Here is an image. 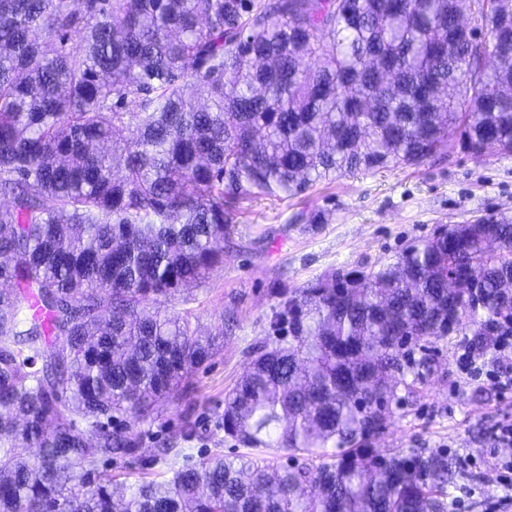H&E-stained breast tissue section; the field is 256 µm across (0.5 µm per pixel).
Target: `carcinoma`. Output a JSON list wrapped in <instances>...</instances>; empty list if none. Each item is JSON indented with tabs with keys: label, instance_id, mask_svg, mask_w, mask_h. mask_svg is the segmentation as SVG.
Segmentation results:
<instances>
[{
	"label": "carcinoma",
	"instance_id": "1",
	"mask_svg": "<svg viewBox=\"0 0 512 512\" xmlns=\"http://www.w3.org/2000/svg\"><path fill=\"white\" fill-rule=\"evenodd\" d=\"M454 141L512 153V0H0V512H448L447 450L369 439L431 340L512 330L506 215L277 291L287 336L224 398L247 452L161 448L117 501L98 463L211 359L224 327L165 304L224 266L242 203Z\"/></svg>",
	"mask_w": 512,
	"mask_h": 512
}]
</instances>
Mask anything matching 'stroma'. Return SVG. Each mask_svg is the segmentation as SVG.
I'll list each match as a JSON object with an SVG mask.
<instances>
[{
	"mask_svg": "<svg viewBox=\"0 0 512 512\" xmlns=\"http://www.w3.org/2000/svg\"><path fill=\"white\" fill-rule=\"evenodd\" d=\"M316 214L325 223H310ZM490 214L512 216V155L477 157L457 144L417 166L345 174L299 197L244 204L224 244L223 268L167 303L169 312H192L202 333L223 326V340L192 376L187 396L158 407L136 455L116 466L100 462V470L112 473L120 488L156 478L155 448L188 422L199 433L184 445L193 458L238 452L218 428L224 397L249 368L254 350L276 339L270 319L277 289L303 288L335 272L382 269L436 229ZM462 342L459 335L437 342L436 370L419 396L387 417L373 445L387 454L444 448L469 458L449 496L463 500V512H512V495L487 499L489 484L505 474L502 462L512 458V445L490 434L492 427L512 426V387L497 381L512 371V350L493 353L474 372L460 363ZM478 387L488 399L473 400Z\"/></svg>",
	"mask_w": 512,
	"mask_h": 512,
	"instance_id": "stroma-1",
	"label": "stroma"
}]
</instances>
